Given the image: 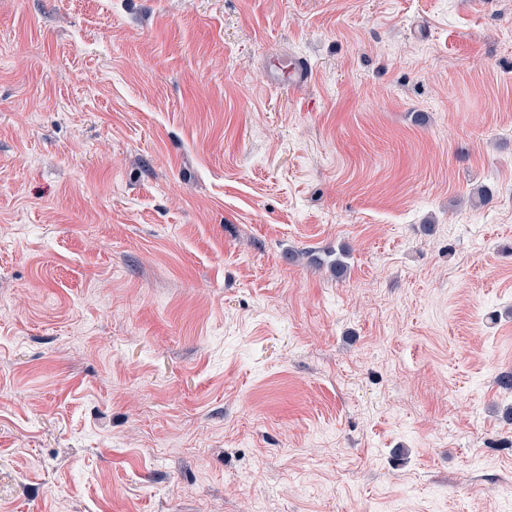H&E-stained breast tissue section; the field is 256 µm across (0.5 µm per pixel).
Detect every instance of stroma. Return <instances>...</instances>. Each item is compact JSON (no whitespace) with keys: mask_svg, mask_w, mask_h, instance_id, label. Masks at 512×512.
I'll return each instance as SVG.
<instances>
[{"mask_svg":"<svg viewBox=\"0 0 512 512\" xmlns=\"http://www.w3.org/2000/svg\"><path fill=\"white\" fill-rule=\"evenodd\" d=\"M510 372L512 0H0V512H512Z\"/></svg>","mask_w":512,"mask_h":512,"instance_id":"35a3bbf8","label":"stroma"}]
</instances>
